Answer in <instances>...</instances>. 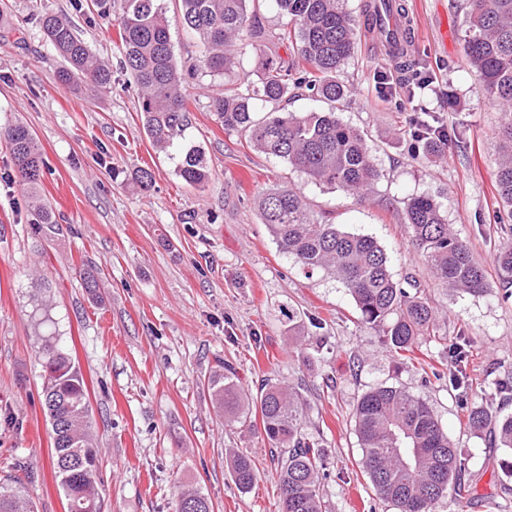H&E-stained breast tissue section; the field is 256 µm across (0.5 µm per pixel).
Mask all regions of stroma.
Masks as SVG:
<instances>
[{
    "label": "stroma",
    "instance_id": "35a3bbf8",
    "mask_svg": "<svg viewBox=\"0 0 512 512\" xmlns=\"http://www.w3.org/2000/svg\"><path fill=\"white\" fill-rule=\"evenodd\" d=\"M89 2L0 0V479H20L35 512H67L38 357L47 314L87 383L104 512H175L187 490L201 491L212 512H280L267 441L225 422L211 399L208 380L227 364L248 392L264 379L300 387L304 432L325 456L328 512H391L362 469L351 418L377 386L425 400L462 448L466 475L476 483L465 512H490L491 500L512 512V477L486 471L485 438L466 429L465 408L447 380L421 369L425 362L447 366L443 347L422 342L412 363L399 364L381 333L358 328L355 303L338 280L306 275L279 251L256 203L263 189L285 182L301 188L314 211L333 212L345 231L376 239L395 279L419 281L446 315L449 336L469 340L472 401L512 415V392L504 388L512 381V298L502 297L494 263L512 240V218L495 217L501 113L464 55L465 0H401L417 32L404 57L387 64L371 30L346 65L352 101L341 117L363 132L381 171L361 205L225 131L208 108L225 79L203 71L186 79V135L205 150L212 181L203 191L188 186L175 160L151 147L131 78L116 66L118 27L103 24ZM41 8L72 16L92 50L113 62L111 93L57 81L61 60L36 21ZM421 73L431 75V90L382 97L383 82L399 88ZM425 109L449 134L447 152L431 160L406 134L392 135ZM17 120L42 153L41 195L62 227L51 241L32 229L3 136ZM142 169L154 176L147 190L135 181ZM423 193L469 242L485 269L486 292L443 288L417 254L404 209ZM90 266L99 270L93 295L81 280ZM37 278L46 284L38 296ZM292 325L303 349L288 340ZM235 451L257 466L250 490L239 489L227 467Z\"/></svg>",
    "mask_w": 512,
    "mask_h": 512
}]
</instances>
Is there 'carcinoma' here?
Returning <instances> with one entry per match:
<instances>
[{
  "instance_id": "obj_1",
  "label": "carcinoma",
  "mask_w": 512,
  "mask_h": 512,
  "mask_svg": "<svg viewBox=\"0 0 512 512\" xmlns=\"http://www.w3.org/2000/svg\"><path fill=\"white\" fill-rule=\"evenodd\" d=\"M182 24L199 39L200 49L190 71L217 75L243 68L252 72L224 84L209 97L224 129L245 135L256 151L280 159L308 181L328 186L364 202L380 173L362 133L338 115L350 88L340 79L358 45L361 19L348 11L345 0H271L287 18L280 31L267 34L257 26L250 6L257 0H178ZM464 52L483 83L488 100L503 117L498 128V202L512 216V0H467ZM97 17L117 23L121 68L138 90L144 133L156 151L178 158L175 172L186 184L205 190L211 172L205 151L186 137L190 128L187 89L170 41V20L163 0H91ZM44 37L64 66L57 80L82 82L100 94L112 90V66L95 55L71 22L48 9L37 13ZM288 45L291 61L266 51V44ZM305 89L328 109L311 112H262L260 107L288 102L293 90ZM410 135L423 156L441 154L448 141L435 126L416 121ZM20 182L35 193L43 160L30 128L16 123L6 131ZM279 250L308 273L325 271L347 289L359 311V324L382 333L396 357L414 352L431 337L448 349V388L468 402L473 379L467 374L469 350L439 325V313L416 284L397 280L378 242L343 230L330 216L312 211L301 192L286 183L263 190L257 201ZM413 244L444 287L470 294L488 288L485 270L470 245L448 224L440 204L430 195L411 198L405 211ZM33 229L48 240L60 234L52 209L38 202ZM499 287L512 297V243L496 253ZM39 357L43 397L51 424L56 477L68 499V512H102L100 456L89 414L86 381L68 349L60 343L57 323L49 317ZM215 405L230 422L251 426L250 406L260 414L262 430L278 472L282 512H326L320 475L325 469L321 449L303 434L304 399L299 389L264 380L248 395L231 377L209 381ZM354 427L362 450V467L378 498L395 512H439L448 506L463 512L472 494L464 479L462 450L443 430L432 407L405 389L379 386L366 392L354 412ZM467 428L487 435L496 448L512 451V416L499 417L473 403L467 408ZM65 456L82 459L75 470H64ZM236 485L251 488L257 467L244 452L227 458ZM0 512H34L18 479L0 483ZM177 512H212L199 491L181 494Z\"/></svg>"
}]
</instances>
